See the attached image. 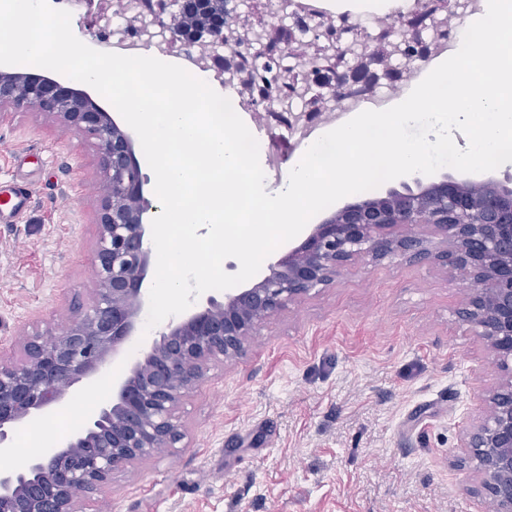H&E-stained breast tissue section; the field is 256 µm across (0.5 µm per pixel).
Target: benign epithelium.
I'll return each instance as SVG.
<instances>
[{
  "label": "benign epithelium",
  "instance_id": "7a95c632",
  "mask_svg": "<svg viewBox=\"0 0 512 512\" xmlns=\"http://www.w3.org/2000/svg\"><path fill=\"white\" fill-rule=\"evenodd\" d=\"M151 0H127L152 36L160 14L144 10ZM175 6L170 40L199 46L196 63L218 71L239 72L236 57L249 53L250 23L224 0H157ZM440 14L430 6L409 18L383 22L391 34L401 28L410 62L427 59L430 46L420 31L425 19ZM236 48L228 56L224 42ZM356 49L330 44L317 50L332 96L361 93L382 78L399 73L387 66L392 44L386 40ZM32 109L53 116L62 126L95 140L105 187L99 223L97 288L93 305L79 319L56 330L27 337L24 357L0 355V447L8 430L35 413L62 403L73 385L99 371L133 335L142 307L148 266L147 213L140 167L130 136L86 93L67 82L0 68V109ZM439 236L436 257L473 283L457 311L495 356L497 381L477 393L489 409L471 422L461 439L463 460L474 463L480 491L494 512H512V176L504 181L444 177L414 192L392 191L378 199L348 204L313 225L306 238L272 262L269 274L224 300L167 326L160 339L129 368L112 400L86 430L52 454L14 471H0V512H81L76 491L94 493L112 473L177 447L185 439L178 409L206 378L209 365L243 356L248 339L268 318L313 289L338 278L361 257L380 261L428 255L430 235Z\"/></svg>",
  "mask_w": 512,
  "mask_h": 512
}]
</instances>
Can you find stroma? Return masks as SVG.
<instances>
[{"label": "stroma", "mask_w": 512, "mask_h": 512, "mask_svg": "<svg viewBox=\"0 0 512 512\" xmlns=\"http://www.w3.org/2000/svg\"><path fill=\"white\" fill-rule=\"evenodd\" d=\"M0 352L90 306L103 184L92 139L0 110ZM472 287L434 260L362 257L288 304L182 402V447L115 471L83 512H491L460 461L494 356L457 317ZM30 189L22 181L12 180V185L2 186L0 182V216L7 213L15 216L22 212L28 203Z\"/></svg>", "instance_id": "stroma-1"}]
</instances>
